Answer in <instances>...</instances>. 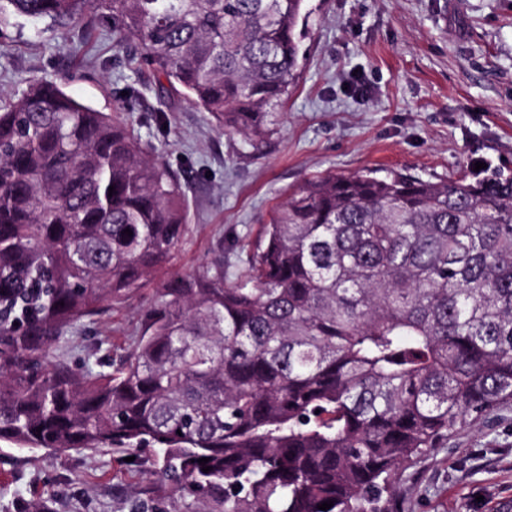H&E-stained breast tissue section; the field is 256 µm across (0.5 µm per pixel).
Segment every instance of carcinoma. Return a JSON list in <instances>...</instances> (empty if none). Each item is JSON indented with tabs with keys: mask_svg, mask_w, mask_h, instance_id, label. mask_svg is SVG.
Masks as SVG:
<instances>
[{
	"mask_svg": "<svg viewBox=\"0 0 512 512\" xmlns=\"http://www.w3.org/2000/svg\"><path fill=\"white\" fill-rule=\"evenodd\" d=\"M304 2L0 0V29L105 14L161 96L258 150L299 78ZM187 224L178 174L122 112L51 80L0 91V441L157 448V474L212 512H391L402 469L512 402V173L306 177L234 281L222 242L164 279L114 371L53 360Z\"/></svg>",
	"mask_w": 512,
	"mask_h": 512,
	"instance_id": "obj_1",
	"label": "carcinoma"
}]
</instances>
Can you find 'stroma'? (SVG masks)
Returning a JSON list of instances; mask_svg holds the SVG:
<instances>
[{"label": "stroma", "mask_w": 512, "mask_h": 512, "mask_svg": "<svg viewBox=\"0 0 512 512\" xmlns=\"http://www.w3.org/2000/svg\"><path fill=\"white\" fill-rule=\"evenodd\" d=\"M300 77L261 152L243 148L210 114L160 98L152 76L128 67L112 24L62 34L15 19L0 31V89L61 84L95 108L127 113L135 136L181 177L190 220L172 273L210 264L216 243L237 271L288 190L316 172L367 168L423 178L512 172V0H305ZM162 112L166 127L151 117ZM155 282L85 319L55 357L92 369L137 341ZM155 449L134 461L99 449L54 452L0 441V512H204L157 473ZM512 505V403L470 421L397 478L394 512H503Z\"/></svg>", "instance_id": "stroma-1"}]
</instances>
